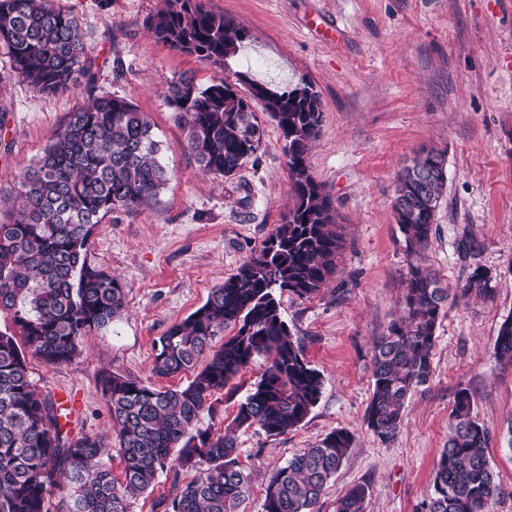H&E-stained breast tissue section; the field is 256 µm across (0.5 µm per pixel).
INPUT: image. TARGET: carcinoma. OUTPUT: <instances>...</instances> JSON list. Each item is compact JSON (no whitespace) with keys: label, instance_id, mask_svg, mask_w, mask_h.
<instances>
[{"label":"carcinoma","instance_id":"carcinoma-1","mask_svg":"<svg viewBox=\"0 0 512 512\" xmlns=\"http://www.w3.org/2000/svg\"><path fill=\"white\" fill-rule=\"evenodd\" d=\"M146 21L170 48L218 62L247 38L242 27L199 0H165ZM78 19L54 0H0V49L14 75L34 91L54 94L83 76L94 78L95 57L79 38ZM251 94L276 124L288 155L293 206L262 248L224 279L206 301L156 341L152 374L192 373L182 388L154 387L110 376L103 397L124 461L123 480L104 458L112 446L89 433L62 431L61 403L31 380L26 356L58 366L72 362L82 340L126 312L125 285L91 260L89 243L104 220L149 203L168 180L159 142L146 113L132 102L100 96L70 113L40 158L23 169L14 196L15 218L0 221V316L23 338L0 330V512H128L127 498L146 493L158 475L196 470L157 501L158 512H239L249 474L234 433L257 427L268 436L298 427L318 402L321 374L304 357L281 312L285 291L309 299L336 270L342 236L331 201L309 171L307 157L322 123L319 95L304 82L281 92L252 84ZM166 99L187 130L202 170L229 179L257 154L263 129L250 103L230 84L205 88L186 76L168 85ZM444 153L426 150L398 177L394 209L412 261L399 316L373 347L372 394L365 420L383 443L404 425L410 395L428 384L436 329L448 300L438 274L422 262L446 189L437 170ZM492 278L477 267L459 291L489 298ZM231 330L233 335L225 334ZM497 361L512 365V317L500 325ZM269 365L238 404L222 433L201 427L210 398L256 358ZM490 440L459 390L446 448L430 493L418 512H491L498 492L485 455ZM354 443L346 429L275 470L261 512H314L328 481ZM56 489L67 491L52 502ZM368 488H351L336 512H365Z\"/></svg>","mask_w":512,"mask_h":512}]
</instances>
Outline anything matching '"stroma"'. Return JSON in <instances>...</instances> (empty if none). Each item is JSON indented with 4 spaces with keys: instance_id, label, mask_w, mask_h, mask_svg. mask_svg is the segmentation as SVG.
Segmentation results:
<instances>
[{
    "instance_id": "35a3bbf8",
    "label": "stroma",
    "mask_w": 512,
    "mask_h": 512,
    "mask_svg": "<svg viewBox=\"0 0 512 512\" xmlns=\"http://www.w3.org/2000/svg\"><path fill=\"white\" fill-rule=\"evenodd\" d=\"M245 28L248 39L221 62L170 49L147 30L162 0H54L77 16L94 79L54 95L33 91L0 52V196L41 156L70 112L112 94L146 112L169 180L155 200L117 212L90 241V258L121 279L127 313L84 338L69 364L30 359L32 379L65 402L69 433L114 440L102 397L106 376L146 385L154 344L203 304L213 288L281 224L293 205L285 142L260 102L257 155L233 178L203 173L188 147L168 83L190 74L199 86L223 80L243 97L252 83L283 91L306 82L321 101L320 133L309 153L343 237L336 272L316 295H281V311L323 378L319 401L297 428L278 436L237 430L251 474L241 512H260L276 469L328 433L346 429L354 445L327 483L317 512L356 485L369 488L366 512H416L429 493L448 440L458 390H466L490 435L486 457L500 493L493 512H512V367L493 356L501 322L512 315V0H202ZM445 155L447 190L436 214L426 265L448 289L436 330L430 383L410 398L389 444L365 422L372 347L395 319L408 257L393 207L398 175L425 149ZM475 247L461 255L462 236ZM492 277L487 299L461 297L474 268ZM267 365L256 359L211 399L203 426L221 432Z\"/></svg>"
}]
</instances>
